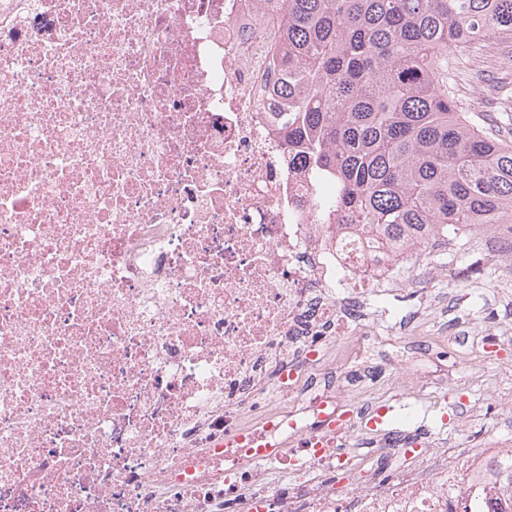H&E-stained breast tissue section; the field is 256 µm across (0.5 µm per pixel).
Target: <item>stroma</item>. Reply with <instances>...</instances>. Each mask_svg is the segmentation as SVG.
<instances>
[{"label": "stroma", "instance_id": "obj_1", "mask_svg": "<svg viewBox=\"0 0 512 512\" xmlns=\"http://www.w3.org/2000/svg\"><path fill=\"white\" fill-rule=\"evenodd\" d=\"M466 66L458 77L456 98L464 111L480 114L485 124L495 122L499 101L490 87L503 81L512 89V42L490 40L469 48ZM499 225L471 229L464 241L450 244V278L444 291L447 304L480 316L493 324L512 325V256L504 250ZM423 377L421 391L410 401L398 396L392 371L357 377L350 395L365 398L369 408L388 406L386 429L439 439L445 447L505 448L512 445V412L504 404L512 399V341L489 342L480 329H471L465 344L435 341L432 355L416 362ZM451 374L455 386L441 392L437 381ZM358 463L337 472L339 490L372 473L378 466L405 470L415 454L385 457L377 448L357 445Z\"/></svg>", "mask_w": 512, "mask_h": 512}]
</instances>
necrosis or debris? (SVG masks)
Segmentation results:
<instances>
[{"instance_id": "obj_1", "label": "necrosis or debris", "mask_w": 512, "mask_h": 512, "mask_svg": "<svg viewBox=\"0 0 512 512\" xmlns=\"http://www.w3.org/2000/svg\"><path fill=\"white\" fill-rule=\"evenodd\" d=\"M278 36L254 0H0V512H512V448L340 495L352 456L295 446L360 439L364 402L300 399L295 364L340 373L384 295L419 335L400 265L448 234L322 224L334 188L272 131Z\"/></svg>"}]
</instances>
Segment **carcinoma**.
Here are the masks:
<instances>
[{"label":"carcinoma","instance_id":"obj_1","mask_svg":"<svg viewBox=\"0 0 512 512\" xmlns=\"http://www.w3.org/2000/svg\"><path fill=\"white\" fill-rule=\"evenodd\" d=\"M277 15L288 161L336 183L343 217L392 239L512 224V144L459 109L465 51L512 39V0H258Z\"/></svg>","mask_w":512,"mask_h":512}]
</instances>
